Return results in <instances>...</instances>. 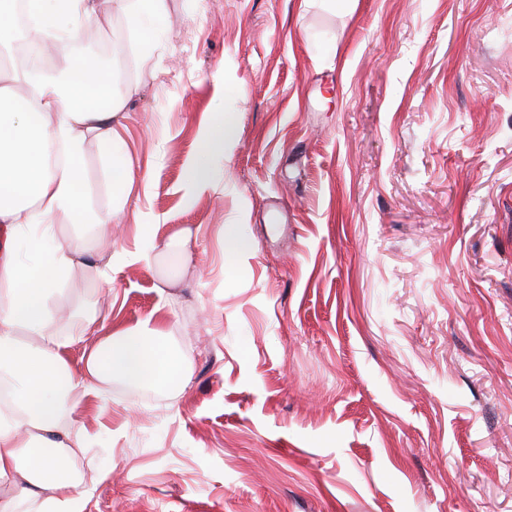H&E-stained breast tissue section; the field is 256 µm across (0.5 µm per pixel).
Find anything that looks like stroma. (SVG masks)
I'll return each instance as SVG.
<instances>
[{
  "mask_svg": "<svg viewBox=\"0 0 512 512\" xmlns=\"http://www.w3.org/2000/svg\"><path fill=\"white\" fill-rule=\"evenodd\" d=\"M168 13L147 55L91 23L134 181L88 141L86 199L146 257L58 214L101 260L55 304L152 321L190 381L90 399L84 512H512V0ZM219 115L233 146L187 192Z\"/></svg>",
  "mask_w": 512,
  "mask_h": 512,
  "instance_id": "1",
  "label": "stroma"
}]
</instances>
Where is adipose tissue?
Segmentation results:
<instances>
[{"label":"adipose tissue","instance_id":"obj_1","mask_svg":"<svg viewBox=\"0 0 512 512\" xmlns=\"http://www.w3.org/2000/svg\"><path fill=\"white\" fill-rule=\"evenodd\" d=\"M27 0L29 35L54 42L87 33L89 20L125 14L142 51H151L167 0ZM125 106L114 90L110 66L85 57L68 58L35 74L0 67V378L13 390L12 412L0 414V484L15 495L0 499V512H15L17 498L40 512H82L87 492L67 480V463L77 443L72 426L83 402L101 385L121 377L187 386L184 359L167 348L158 328L143 324L100 337L80 370L67 357L69 337L59 335L64 317L51 304L75 268L96 265V255L54 240V217L111 234L112 219L84 200L82 158L87 137H95L118 170L119 187L131 182L124 149L114 126ZM230 140V128L216 119L203 133V146L188 175L189 186L210 177L216 155ZM59 146L62 163L48 166L47 151ZM33 255L20 260L17 241ZM29 340L20 343L19 332Z\"/></svg>","mask_w":512,"mask_h":512}]
</instances>
